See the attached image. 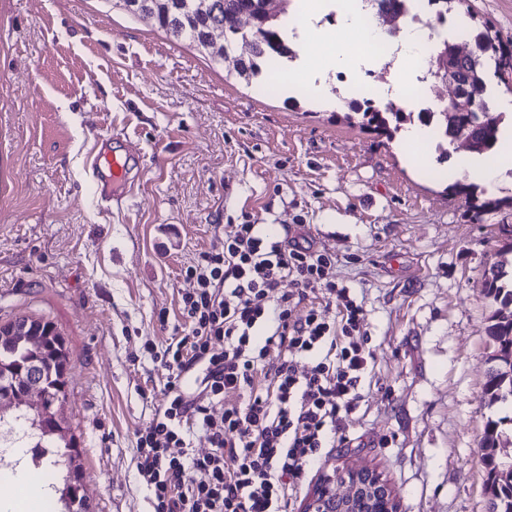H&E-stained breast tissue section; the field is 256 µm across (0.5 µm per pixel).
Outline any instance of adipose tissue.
I'll use <instances>...</instances> for the list:
<instances>
[{
	"label": "adipose tissue",
	"mask_w": 512,
	"mask_h": 512,
	"mask_svg": "<svg viewBox=\"0 0 512 512\" xmlns=\"http://www.w3.org/2000/svg\"><path fill=\"white\" fill-rule=\"evenodd\" d=\"M335 6L343 18V25L355 28L359 25L358 8L353 0H302L299 11L305 20L303 35L308 46L307 54L294 65L295 72L305 76L309 84H316L323 74L337 65L360 58H370L369 34H361L356 45L340 49L336 46L334 34L320 23V16L328 6ZM427 41L426 31L410 27L404 30L392 51L395 61L401 64L391 87L395 96L403 95L407 84L406 73L417 70ZM48 490L35 483L27 467H19L13 486L0 490V512H35L39 502L46 497Z\"/></svg>",
	"instance_id": "adipose-tissue-1"
}]
</instances>
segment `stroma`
Masks as SVG:
<instances>
[{
    "label": "stroma",
    "instance_id": "stroma-1",
    "mask_svg": "<svg viewBox=\"0 0 512 512\" xmlns=\"http://www.w3.org/2000/svg\"><path fill=\"white\" fill-rule=\"evenodd\" d=\"M451 17L512 46V0ZM378 65L247 81L114 0H0V324L55 323L65 414L92 512H153L136 434L162 401L150 347L182 324L186 270L231 224L303 233L336 259L373 354L345 438L288 512L337 466L378 471L401 512H488L479 441L512 405L481 399L491 348L485 269L512 242V169L473 209L453 161L414 170L406 131L348 124ZM132 150L113 185L105 138Z\"/></svg>",
    "mask_w": 512,
    "mask_h": 512
}]
</instances>
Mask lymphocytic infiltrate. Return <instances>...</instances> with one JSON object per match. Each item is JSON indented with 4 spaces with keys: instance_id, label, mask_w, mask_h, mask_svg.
Instances as JSON below:
<instances>
[{
    "instance_id": "1",
    "label": "lymphocytic infiltrate",
    "mask_w": 512,
    "mask_h": 512,
    "mask_svg": "<svg viewBox=\"0 0 512 512\" xmlns=\"http://www.w3.org/2000/svg\"><path fill=\"white\" fill-rule=\"evenodd\" d=\"M335 267L327 252L243 223L187 269L184 327L154 355L163 401L136 441L154 512H286L345 429L372 357L362 307L337 287ZM286 280L293 290L281 291ZM316 294L326 308L309 304ZM273 348L281 361L270 369ZM300 355L314 359L303 373ZM235 395L246 405L225 406Z\"/></svg>"
}]
</instances>
